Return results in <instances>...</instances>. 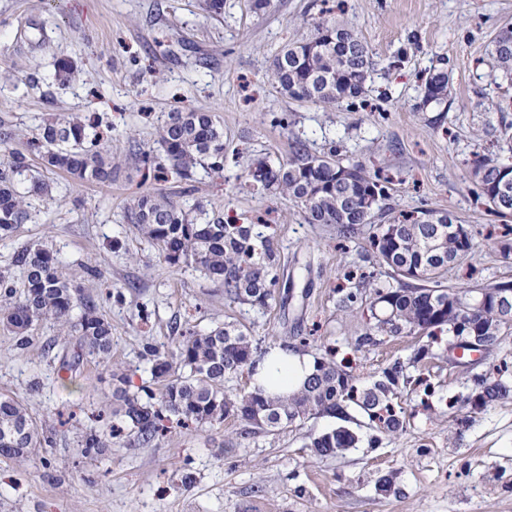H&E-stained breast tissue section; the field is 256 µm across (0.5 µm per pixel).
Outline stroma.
Returning <instances> with one entry per match:
<instances>
[{
    "label": "stroma",
    "mask_w": 512,
    "mask_h": 512,
    "mask_svg": "<svg viewBox=\"0 0 512 512\" xmlns=\"http://www.w3.org/2000/svg\"><path fill=\"white\" fill-rule=\"evenodd\" d=\"M326 18L355 30L374 71L364 100L332 108L300 103L270 81L274 54L299 36L296 19ZM512 24V0H224L212 17L199 0H0V129L15 130L21 150L47 114L99 116L112 128L105 147L122 165L108 183H78L44 172L53 193L33 198L39 220L0 241V266L13 248L49 244L64 270L81 282L112 325L107 362L87 357L60 368L76 347L43 322L19 349L0 326V394L23 402L53 444L24 464L0 458V512H512V396L472 410L469 400L493 367L508 365L512 326L497 343L454 363L448 334L360 339L371 324L369 293L358 274L394 285L366 239L341 241L336 225L310 224L287 198L236 189L240 164L260 154L288 157L290 133L310 150L336 149L389 180L392 215L434 209L473 233L474 247L451 266L445 284L512 281L494 240L512 228L475 196L477 151L494 145L512 155V84L491 53L492 40ZM70 58L77 80L55 79L56 58ZM447 70L445 108L424 105V78ZM212 112L224 127L223 173H200L192 193L175 177L143 179L137 150L157 148L158 127L171 112ZM288 114L294 126L273 124ZM164 194L207 217L267 226L292 288H279L256 309L228 298L223 287L190 265H169L126 211L140 193ZM121 247L109 248L112 240ZM356 293L351 308L342 293ZM230 323L259 350L297 347L332 354L355 385L366 388L384 371L410 377L393 403L405 420L395 435L379 433L358 405L346 421L318 416L270 430L237 418L177 429L148 447L113 440L104 456L81 452L83 431H108L112 381L120 365L132 388L152 386L145 340L174 349L184 325L207 332ZM357 444L337 457L317 456L310 437L338 424ZM51 467H43V459Z\"/></svg>",
    "instance_id": "stroma-1"
}]
</instances>
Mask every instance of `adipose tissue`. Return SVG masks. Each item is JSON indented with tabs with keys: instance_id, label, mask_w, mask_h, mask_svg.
<instances>
[{
	"instance_id": "obj_1",
	"label": "adipose tissue",
	"mask_w": 512,
	"mask_h": 512,
	"mask_svg": "<svg viewBox=\"0 0 512 512\" xmlns=\"http://www.w3.org/2000/svg\"><path fill=\"white\" fill-rule=\"evenodd\" d=\"M313 367L310 356L275 346L257 359L250 373V386L270 396L285 395L298 389Z\"/></svg>"
}]
</instances>
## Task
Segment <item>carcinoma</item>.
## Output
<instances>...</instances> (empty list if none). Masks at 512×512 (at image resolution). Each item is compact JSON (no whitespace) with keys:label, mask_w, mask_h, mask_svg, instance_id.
Listing matches in <instances>:
<instances>
[{"label":"carcinoma","mask_w":512,"mask_h":512,"mask_svg":"<svg viewBox=\"0 0 512 512\" xmlns=\"http://www.w3.org/2000/svg\"><path fill=\"white\" fill-rule=\"evenodd\" d=\"M315 33L302 37L275 54L270 68L275 88L296 101L334 106L362 96L373 71L369 49L353 30L328 19L314 23ZM492 54L502 74L512 80V26L502 27L492 41ZM77 70L67 57L56 60V77L70 82ZM451 94L448 72L433 68L426 79L425 102L440 105ZM106 132L91 118L75 114L66 119L46 118L39 133L26 141V151L12 150L0 162V240H6L20 224L35 222L29 198L49 196L48 185L35 174L30 157L44 168L59 170L78 181H112L116 165L104 150ZM158 150L138 154L145 172L172 171L185 182L195 181L197 169L224 170V131L211 112H171L158 129ZM357 170V181L336 178L342 168ZM471 176L490 209L512 219V163L493 154L477 155ZM240 187L256 193L274 192L300 207L310 224H334L352 236L368 232V241L382 265L397 275V286L374 290L380 313L373 314L374 329L381 336L448 332L458 336L460 325L489 348L496 344L507 322L491 303L469 305L470 288L444 284V270L462 263L473 248L472 234L450 216L445 224L422 223L419 217L435 214L425 209L379 224L385 212L386 186L361 162L344 163L336 150L313 153L297 137H291L288 159L274 162L258 156L239 177ZM128 223L161 248L173 266L189 264L204 276L222 283L224 293L236 302L265 308L279 284L277 247L273 237L256 224H226L220 219L199 224L183 206L164 195L146 192L127 210ZM23 275L17 291L14 270ZM80 315H75L76 309ZM50 321L60 333H78V351L62 368L69 371L83 356L108 357L112 349V325L81 294V286L63 270L56 252L43 242L16 249L10 264L0 267V325L17 336L19 348L31 344L33 326ZM255 348L241 329L225 324L200 333L188 328L176 349L160 353L150 342L144 357L152 362V376L162 383L158 395L144 398L129 392L120 367L110 370L127 437L147 446L168 432L166 421L175 416L198 424H221L233 416L259 428H275L310 417L345 418L344 402L355 401L377 427L396 433L403 422L392 397L399 375L362 390L350 375L323 357L303 388L286 398H269L248 391L224 392V378L252 367ZM512 394V387L497 380L481 384L480 409ZM348 427L340 425L310 438L309 447L321 457L341 454L354 443ZM53 444L52 432L33 423L27 409L11 397L0 396V448H13L8 459L23 462L30 450ZM82 453L97 456L109 447L104 435L89 430L82 435Z\"/></svg>","instance_id":"carcinoma-1"}]
</instances>
